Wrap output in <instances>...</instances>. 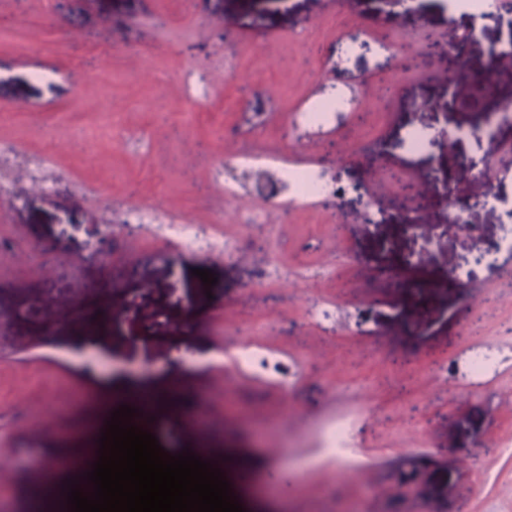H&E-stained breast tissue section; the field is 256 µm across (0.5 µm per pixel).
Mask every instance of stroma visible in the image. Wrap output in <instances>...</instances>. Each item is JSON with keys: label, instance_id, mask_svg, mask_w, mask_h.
<instances>
[{"label": "stroma", "instance_id": "1", "mask_svg": "<svg viewBox=\"0 0 512 512\" xmlns=\"http://www.w3.org/2000/svg\"><path fill=\"white\" fill-rule=\"evenodd\" d=\"M0 28L15 33L0 43V141L21 158L0 202V455L15 465L0 512H26L27 483L68 480L43 449L60 462L98 445L92 409L26 415L80 384L64 353L82 343L119 356L135 337L140 368L213 419L202 430L163 413L161 447L209 448L249 512H348L368 499L380 512H512V260L487 254L512 218L483 204L512 202V170L491 143L454 136L512 101V65L486 51L512 39V10L491 5L467 29L444 0H0ZM428 36L466 41L467 67L404 69ZM487 72L497 92L482 111L449 106ZM326 89L358 95L360 118L297 138L293 114ZM415 129L429 137L417 154ZM247 146L323 171L368 202L370 222L343 226L303 200L239 223L263 206L254 193L224 197V157ZM393 171L428 203L420 226L396 218ZM452 196L470 199L477 232L449 222ZM141 205L154 222L126 234ZM175 218L195 225L196 250L167 243ZM107 233L110 264L88 262L87 244ZM227 236L229 257L213 246ZM95 285L97 322L47 332L11 319L30 299L61 309ZM239 344L270 367H238L228 352ZM487 348L502 363L473 378L469 358ZM336 420L353 429L363 476L337 475L322 445Z\"/></svg>", "mask_w": 512, "mask_h": 512}]
</instances>
